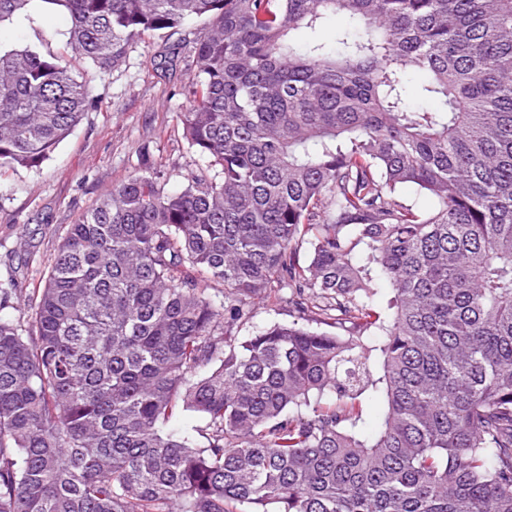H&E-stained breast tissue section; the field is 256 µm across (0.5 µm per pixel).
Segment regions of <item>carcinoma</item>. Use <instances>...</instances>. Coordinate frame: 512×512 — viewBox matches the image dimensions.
Masks as SVG:
<instances>
[{
  "label": "carcinoma",
  "mask_w": 512,
  "mask_h": 512,
  "mask_svg": "<svg viewBox=\"0 0 512 512\" xmlns=\"http://www.w3.org/2000/svg\"><path fill=\"white\" fill-rule=\"evenodd\" d=\"M40 2L98 69L206 20L179 116L204 167L113 186L28 308L0 282V512H512V0ZM336 14L365 35L298 50ZM93 103L64 55L0 46V169ZM259 298L297 320L232 335ZM428 77L421 70H411L405 76L408 103L413 108L436 109L438 101L422 95V87L427 83Z\"/></svg>",
  "instance_id": "cac0c4a2"
}]
</instances>
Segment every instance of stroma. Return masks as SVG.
<instances>
[{"label":"stroma","instance_id":"1","mask_svg":"<svg viewBox=\"0 0 512 512\" xmlns=\"http://www.w3.org/2000/svg\"><path fill=\"white\" fill-rule=\"evenodd\" d=\"M202 27L191 20L175 36H146L107 71L72 59L95 106L40 167H19L0 176V280L15 281L21 300L41 285L63 228L76 223L114 185L140 172L144 163L164 169L171 190L183 189L198 172L201 160L182 138L179 115L191 105L188 90L196 69L189 47ZM66 29L63 11L34 0L27 14L0 23V44L56 53ZM174 40L183 52L170 65L164 57Z\"/></svg>","mask_w":512,"mask_h":512}]
</instances>
